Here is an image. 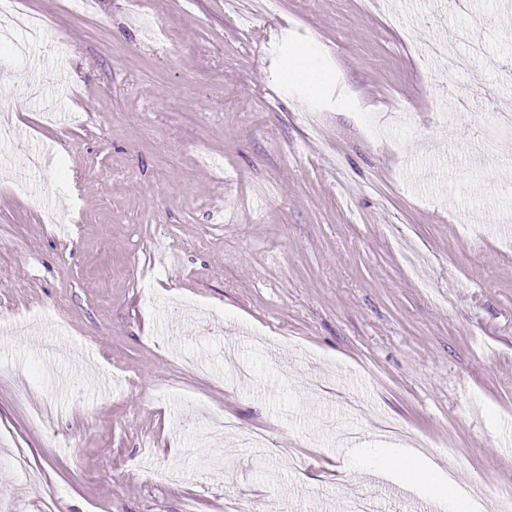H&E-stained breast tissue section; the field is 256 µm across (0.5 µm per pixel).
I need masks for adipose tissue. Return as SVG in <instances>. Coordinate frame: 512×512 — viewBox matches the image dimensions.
<instances>
[{
  "instance_id": "1",
  "label": "adipose tissue",
  "mask_w": 512,
  "mask_h": 512,
  "mask_svg": "<svg viewBox=\"0 0 512 512\" xmlns=\"http://www.w3.org/2000/svg\"><path fill=\"white\" fill-rule=\"evenodd\" d=\"M368 461L376 469L397 472L410 478H418L440 503L443 512H463L462 496L457 487L441 482L427 461L406 451H391L385 448L371 449Z\"/></svg>"
}]
</instances>
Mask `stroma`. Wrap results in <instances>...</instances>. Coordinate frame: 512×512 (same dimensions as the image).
Segmentation results:
<instances>
[{
  "label": "stroma",
  "mask_w": 512,
  "mask_h": 512,
  "mask_svg": "<svg viewBox=\"0 0 512 512\" xmlns=\"http://www.w3.org/2000/svg\"><path fill=\"white\" fill-rule=\"evenodd\" d=\"M21 6L44 39L0 33V97L24 106L17 139L62 155L33 180L68 232L14 193L20 163L0 167V311L46 312L94 352L49 358L36 319L0 335V512H43L50 489L56 512L428 499L359 464L344 431L415 450L495 512L512 492V133L490 161L470 133L487 103L512 106V0H279L248 23L228 0ZM433 40L481 50L451 74ZM224 417L270 454L215 432ZM18 451L44 483L17 478ZM148 458L184 478L151 479Z\"/></svg>",
  "instance_id": "stroma-1"
}]
</instances>
